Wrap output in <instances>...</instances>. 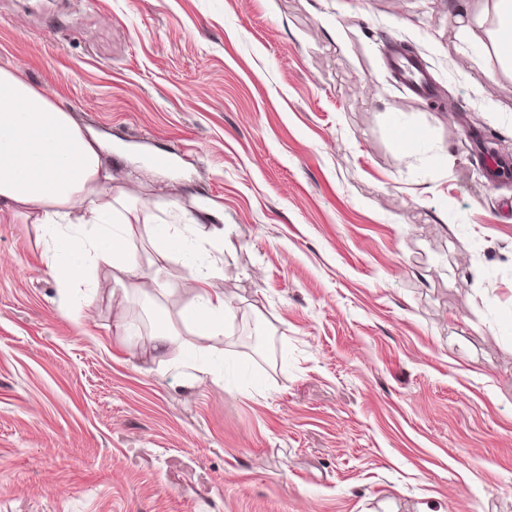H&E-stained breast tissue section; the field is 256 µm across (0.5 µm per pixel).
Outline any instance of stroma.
<instances>
[{"label": "stroma", "instance_id": "1", "mask_svg": "<svg viewBox=\"0 0 512 512\" xmlns=\"http://www.w3.org/2000/svg\"><path fill=\"white\" fill-rule=\"evenodd\" d=\"M492 0H0V67L150 221L219 211L218 366L0 213V512H512V70ZM432 77L420 98L392 47ZM166 157L163 166L152 157ZM129 324L122 333L116 317Z\"/></svg>", "mask_w": 512, "mask_h": 512}]
</instances>
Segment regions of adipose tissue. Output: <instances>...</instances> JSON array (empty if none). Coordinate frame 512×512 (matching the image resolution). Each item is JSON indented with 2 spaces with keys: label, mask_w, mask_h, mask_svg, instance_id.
Wrapping results in <instances>:
<instances>
[{
  "label": "adipose tissue",
  "mask_w": 512,
  "mask_h": 512,
  "mask_svg": "<svg viewBox=\"0 0 512 512\" xmlns=\"http://www.w3.org/2000/svg\"><path fill=\"white\" fill-rule=\"evenodd\" d=\"M43 229L52 240L48 268L62 289L83 284L94 267L115 271L122 290L150 297L163 291L160 272L176 247L195 251L200 243H224V227L212 211L186 224H144L130 191L112 184L101 158V143L84 132L69 112L19 70L0 68V211ZM151 248L142 262L140 242ZM198 300L179 314L181 328L162 321L153 332V349L166 356L176 345L210 352L224 333L229 307L214 281L216 262L190 265Z\"/></svg>",
  "instance_id": "obj_1"
}]
</instances>
